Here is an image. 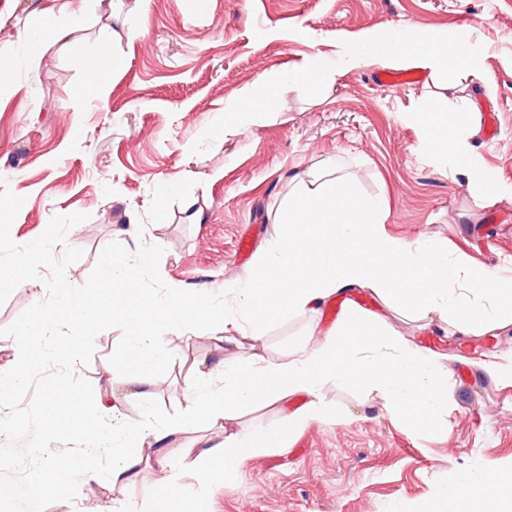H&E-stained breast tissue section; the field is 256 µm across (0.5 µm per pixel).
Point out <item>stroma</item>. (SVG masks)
<instances>
[{
  "label": "stroma",
  "mask_w": 512,
  "mask_h": 512,
  "mask_svg": "<svg viewBox=\"0 0 512 512\" xmlns=\"http://www.w3.org/2000/svg\"><path fill=\"white\" fill-rule=\"evenodd\" d=\"M40 0H0L11 11L0 26V58L13 83L0 87V179L24 203L10 228L27 244L57 215L84 214L65 246L83 256L65 271L83 285L105 246L139 241L163 247L160 274L176 289L209 290L232 313L225 281L264 276L266 251L281 227L274 215L290 182L314 163L339 164L357 190L390 202L388 231L408 242L430 237L475 264L512 278V7L506 0H102L75 19L72 35L54 41L31 13ZM112 27L104 96L85 90L81 60L92 59ZM414 28L446 34L477 58L479 76L462 62L448 91L429 74L385 85L382 64L346 70L328 85L294 79L275 111L253 115L264 77L289 74L306 57L343 61L364 33ZM476 110L464 137L473 169H452L426 152L417 121L445 112L447 99ZM163 225L154 236L153 225ZM43 281H28L0 304V362L18 357L2 335L35 300ZM384 319L411 345L435 354L448 380L446 402L418 420L393 407L370 381L326 383L331 413L312 420L263 453L246 457L231 481L214 478L199 491L196 455L160 462L140 449L135 484L95 486L74 502L44 512H149L151 495L169 484L180 492L176 512H473L491 467L512 476V382L483 362L512 366V323L462 331L455 320L422 316L353 288L307 309L272 319L258 335L218 340L195 312L193 337L166 333L148 348L153 397L166 410L188 408L186 384L222 385L220 361L285 360L310 338L339 331L347 311ZM120 330L99 333L88 366L78 373L95 396L112 391L106 365ZM251 406L223 427L199 424L197 438L224 432L280 430L307 404ZM474 494H452L458 480Z\"/></svg>",
  "instance_id": "stroma-1"
}]
</instances>
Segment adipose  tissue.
Wrapping results in <instances>:
<instances>
[{"mask_svg":"<svg viewBox=\"0 0 512 512\" xmlns=\"http://www.w3.org/2000/svg\"><path fill=\"white\" fill-rule=\"evenodd\" d=\"M360 53L351 55L355 67L373 59L384 65L405 66L438 76L452 71L464 56L460 45L447 36L411 32L363 35ZM347 65V66H348ZM467 113L451 112L449 119L427 122L423 142L435 155L468 164L460 141ZM385 203L357 193L340 168L315 166L301 175L275 215L283 231L276 239L271 269L262 278L245 277L228 283L238 296V314L219 315L201 304L203 318L213 320V332L240 330L250 322L260 330L273 317L313 308L346 288H365L380 298H395L422 314L452 317L475 331L512 319V286L500 283L489 269H475L465 253L449 255L441 244L405 241L388 232ZM115 258H106L102 276L111 290V308L133 325L132 343L124 356L126 371L117 384L126 397L149 400L153 372L140 344L155 339L153 323L171 325L185 314L192 301L186 297L141 299L134 291L133 271L116 276ZM224 384L211 388L199 381L187 385L193 423L214 425L233 420L237 412L256 402H281L298 395L310 401L288 419L297 429L327 414L320 399L328 381L372 380L384 386L394 405L412 417L425 416L445 395L432 355L399 341L380 322L350 315L344 336H327L297 349L285 361L243 358L220 363ZM176 428L142 433L129 429L112 436L115 462L109 482H132L139 476L138 449L168 452ZM261 431L228 434L206 447L204 455L220 460L224 479H231L243 458L256 455L269 443Z\"/></svg>","mask_w":512,"mask_h":512,"instance_id":"1","label":"adipose tissue"}]
</instances>
